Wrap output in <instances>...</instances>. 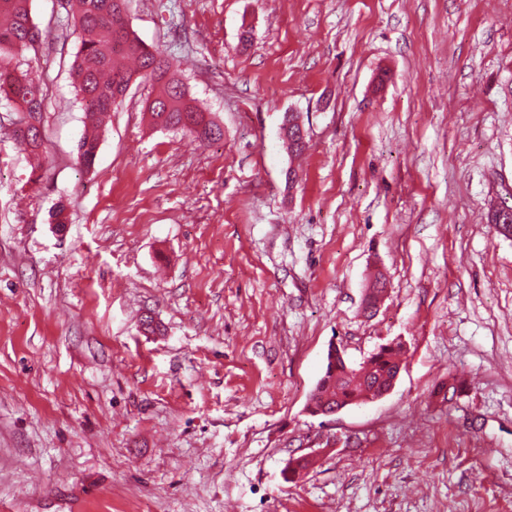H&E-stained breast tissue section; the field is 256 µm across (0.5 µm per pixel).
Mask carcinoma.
<instances>
[{
	"label": "carcinoma",
	"mask_w": 512,
	"mask_h": 512,
	"mask_svg": "<svg viewBox=\"0 0 512 512\" xmlns=\"http://www.w3.org/2000/svg\"><path fill=\"white\" fill-rule=\"evenodd\" d=\"M31 0H0V94L14 104L16 125L24 150L38 156L44 147L40 129L45 95L30 77L26 51L40 37L33 23ZM129 0H75L72 13L79 49L71 71L76 99L81 103L89 131L78 144L77 162L89 169L99 146L101 116L116 105L128 84L141 78L151 83L154 97L147 105L154 124L188 133L198 141L216 140L223 130L194 104L179 79L174 62L157 46L142 42L127 25ZM384 292L382 274L374 277L364 298V310L373 311ZM401 344H383L358 365H352L329 347L322 377L310 394L307 410L325 415L338 407L375 399L392 383L402 366Z\"/></svg>",
	"instance_id": "obj_1"
}]
</instances>
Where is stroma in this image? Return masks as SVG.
Listing matches in <instances>:
<instances>
[{"label":"stroma","mask_w":512,"mask_h":512,"mask_svg":"<svg viewBox=\"0 0 512 512\" xmlns=\"http://www.w3.org/2000/svg\"><path fill=\"white\" fill-rule=\"evenodd\" d=\"M69 10L31 2L41 166L0 101V512H512V0H131L224 136L139 80L88 170ZM393 341L388 394L310 415L329 343Z\"/></svg>","instance_id":"35a3bbf8"}]
</instances>
